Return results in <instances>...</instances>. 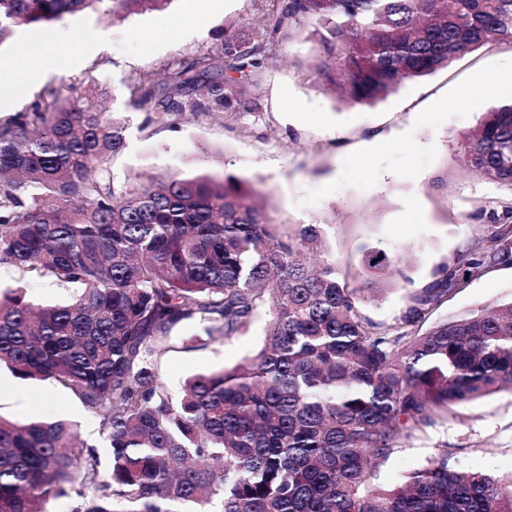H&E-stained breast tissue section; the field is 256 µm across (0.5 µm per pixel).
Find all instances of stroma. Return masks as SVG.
<instances>
[{
	"mask_svg": "<svg viewBox=\"0 0 512 512\" xmlns=\"http://www.w3.org/2000/svg\"><path fill=\"white\" fill-rule=\"evenodd\" d=\"M269 8V0H215L206 24L192 30L181 19L196 13L198 0H175L169 10L122 20L79 13L45 28L17 26L0 42V57L16 61L0 69V82L21 78L26 48L62 38L66 46L57 70L28 85L17 111H26L46 86L91 83L125 126V147L109 163L115 182L135 173L232 174L259 192L283 228L328 223L329 248L343 269H358L370 247L397 253L403 262L386 278L381 298L361 306L371 320L390 323L404 305L406 281L422 285L438 265L483 246L500 228L483 206L512 196V190L468 170L460 152L462 139L479 125L483 106H459L455 100L478 77L512 61V42L407 81L371 106L339 103L303 78L296 63L313 48L305 38L272 62L256 90L261 111L235 112L222 120L185 113L177 116L176 131L168 132L147 126L146 109L130 106L133 79L149 73L162 80L168 64L211 50L225 32L262 31ZM17 287L36 303L71 296L68 289L23 278L1 265L0 292ZM510 299L512 265H501L454 290L435 317L449 319ZM266 323L259 317L247 334L224 342L201 335L191 323L176 328L171 349L160 358L162 381L175 394L190 375L243 361L263 344ZM0 382L9 388L0 395L1 416L20 422L66 419L77 424L83 440L102 445L97 419L52 382L24 381L5 369ZM441 454L465 469L512 480V391L456 406L446 421L402 440L370 483L398 484L408 471Z\"/></svg>",
	"mask_w": 512,
	"mask_h": 512,
	"instance_id": "stroma-1",
	"label": "stroma"
}]
</instances>
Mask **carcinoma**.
<instances>
[{"label": "carcinoma", "instance_id": "1", "mask_svg": "<svg viewBox=\"0 0 512 512\" xmlns=\"http://www.w3.org/2000/svg\"><path fill=\"white\" fill-rule=\"evenodd\" d=\"M173 0H0V41L18 25L105 9L112 17ZM265 28L177 64L163 82L133 80L145 124L189 110L239 111L276 52L312 29L305 79L370 105L483 47L512 41V0H270ZM224 78L200 96L193 77ZM94 89L48 86L0 120V265L78 287L66 304L24 289L0 301V366L51 381L99 419L109 454L64 419L0 416V512H512V488L436 458L391 488L371 471L400 441L455 406L512 389V300L424 324L469 278L512 264V230L444 264L389 324L359 305L397 259L365 251L350 288L320 251L326 224L282 233L227 175L172 174L120 186L107 174L124 126ZM468 167L512 190V98L460 143ZM269 316L263 346L232 368L189 377L170 396L159 360L187 322L229 339Z\"/></svg>", "mask_w": 512, "mask_h": 512}]
</instances>
